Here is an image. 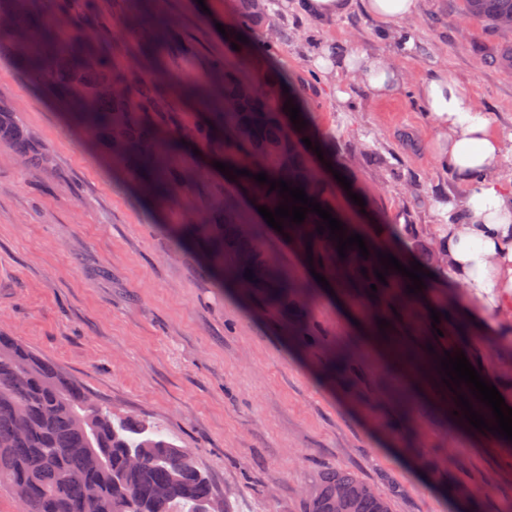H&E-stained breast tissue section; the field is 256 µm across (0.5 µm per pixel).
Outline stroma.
Returning <instances> with one entry per match:
<instances>
[{
	"instance_id": "1",
	"label": "stroma",
	"mask_w": 512,
	"mask_h": 512,
	"mask_svg": "<svg viewBox=\"0 0 512 512\" xmlns=\"http://www.w3.org/2000/svg\"><path fill=\"white\" fill-rule=\"evenodd\" d=\"M159 2L162 15L180 16L196 48L229 51L221 30L234 19L224 0H211L206 18L196 0ZM278 23L286 36L269 62L289 80L317 78L311 118L347 169L351 188L336 190L335 202L352 223L428 229L440 221L439 204L459 193L435 157L434 127L415 93L432 68L461 81L512 131V30L467 16L463 0H423L415 25L429 52L397 56L407 81L383 102L317 63L327 45L393 49L362 12L317 19L289 0ZM1 80L52 163L25 169L0 145V334L55 363L113 415L145 420L189 449L227 512H306L307 489L336 468L374 484L392 512H459L451 476L466 483L476 512H512V479L501 477L511 456L489 444V431L441 411L469 387L454 393L443 383L421 302L390 294L379 312L395 317L387 334L418 352L416 368L396 372L380 366L358 334L361 294L345 307L319 296L309 317L321 337L356 346L365 370L363 391L347 400L310 367L319 337L295 357L285 342L287 311L260 290L245 301L218 287L198 251L171 236L180 215L156 218L133 190L132 173L113 170L58 100L5 57ZM340 90L349 92L347 104L337 102ZM355 194L368 200V212L355 210ZM404 380L417 384L415 469L389 454L381 412L363 402Z\"/></svg>"
}]
</instances>
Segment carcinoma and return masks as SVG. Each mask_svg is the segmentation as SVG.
<instances>
[{
	"mask_svg": "<svg viewBox=\"0 0 512 512\" xmlns=\"http://www.w3.org/2000/svg\"><path fill=\"white\" fill-rule=\"evenodd\" d=\"M466 12L497 27L512 24V0H464ZM282 0H232L240 29H273ZM99 0H83L86 23L72 15L71 0H0V52L13 55L18 69L32 73L55 90L74 125L85 131L108 161L136 169L153 189L158 204L197 216L198 241L209 255L206 264L224 269V225L233 223L236 199L211 180L197 162L186 158L187 138L228 160L257 157L266 167L283 170L307 196L333 204L332 186L313 172L308 156L294 145L288 130L286 100L273 77H264L266 55L252 68L212 55L203 76L183 79L179 61L189 56L177 31L166 30V17L144 35L137 30L132 0H111L112 23L95 22ZM139 40L163 39L160 59L138 66L120 64L118 34ZM184 96L198 98L203 112L190 118L178 107ZM0 143L18 153L31 169L49 164L45 148L17 121L0 98ZM320 221L288 223L304 243L331 245L330 230ZM384 230L423 264L438 265L433 233L415 224H385ZM260 232L244 235L239 259L253 264ZM247 286L264 289L277 305L288 295L289 324L298 336H316L305 317L319 289L297 281L269 258ZM355 386L362 384L357 352L341 347L327 361ZM409 390L395 386L382 401L392 414H408ZM140 456L138 467L129 465ZM21 491L24 512H209L212 491L195 458L153 426L135 418H117L61 369L10 336L0 335V486ZM307 512H391L390 502L373 485L344 470L322 473L307 496Z\"/></svg>",
	"mask_w": 512,
	"mask_h": 512,
	"instance_id": "1",
	"label": "carcinoma"
}]
</instances>
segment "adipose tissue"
<instances>
[{"label":"adipose tissue","mask_w":512,"mask_h":512,"mask_svg":"<svg viewBox=\"0 0 512 512\" xmlns=\"http://www.w3.org/2000/svg\"><path fill=\"white\" fill-rule=\"evenodd\" d=\"M309 15L339 18L360 9L379 27L383 37L395 38L399 50L422 53L424 46L411 21L421 0H303ZM319 65L345 74L377 100L393 98L404 85V71L392 54L358 47L324 48ZM424 112L434 125L438 162L464 187L461 198L445 208V223L436 225L442 265L425 278L426 289L460 291L476 300L466 318L479 329L468 337L464 354L480 376L501 395L512 394V374L488 373L486 357L499 341L512 338V190H505L499 173L512 155V133L498 129L490 112L478 107L472 94L432 69L417 89Z\"/></svg>","instance_id":"1"}]
</instances>
